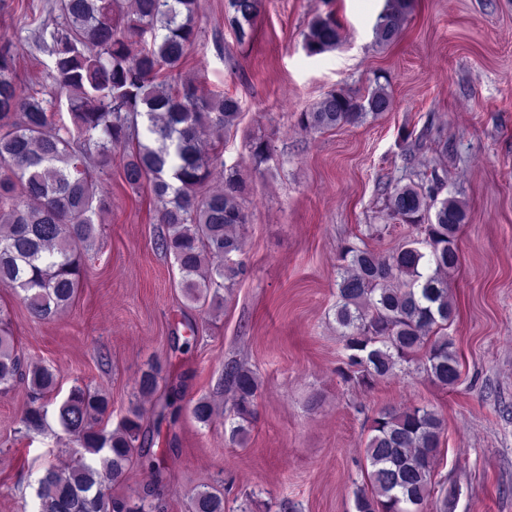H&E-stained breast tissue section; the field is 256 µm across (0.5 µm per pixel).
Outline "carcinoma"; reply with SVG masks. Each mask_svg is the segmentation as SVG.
Wrapping results in <instances>:
<instances>
[{
	"mask_svg": "<svg viewBox=\"0 0 512 512\" xmlns=\"http://www.w3.org/2000/svg\"><path fill=\"white\" fill-rule=\"evenodd\" d=\"M264 0H227L225 20L241 44L252 37ZM197 0H134L124 16L115 0H60L62 21L51 33L52 65L44 70L48 97L31 93L19 80L12 40L0 37V286L13 290L31 316L52 319L80 288L81 258L94 242L95 220L110 208L101 176L112 167V150L128 149L124 180L147 183L157 222L165 231L157 245L173 255L186 297L198 302L211 289L233 285L247 273L234 260L241 252L237 234L248 216L237 171L224 175V188L198 193L217 160L202 139L206 123L228 129L240 114L239 101L215 99L181 80L180 70L197 37ZM410 0H387L374 26L375 38L390 43L399 35ZM151 43L133 52V46ZM339 31L331 16L316 18L305 35L308 54L336 48ZM67 102L77 137L52 134L55 103ZM391 107V95L377 85L364 96L328 93L300 114L313 130L378 117ZM255 166L268 161L266 141L249 145ZM433 183L394 186L386 204L393 218L424 228L429 251L417 241L380 255L348 245L341 253L336 322L347 351L339 375L370 389L405 364L453 387L460 362L444 333L453 315L444 273L458 265L457 234L468 223L467 206L454 198L438 200ZM161 366L142 373L137 390H156ZM232 409L244 432L254 415L259 389L253 371L225 369ZM24 383L31 399L21 418L26 432H40L55 378L45 366L24 368L14 338L0 330V384ZM109 400L81 387L58 408V421L84 450L67 474L46 470L39 481L38 512H154L145 500L112 497L110 485L126 478L140 438V410H129L118 429L95 430L91 422L107 413ZM445 432L443 418L426 405L384 408L372 420L365 443L364 482L354 490L356 512H420L432 491L434 460ZM100 458L101 466L85 454ZM193 512H224V497L208 489L196 493Z\"/></svg>",
	"mask_w": 512,
	"mask_h": 512,
	"instance_id": "carcinoma-1",
	"label": "carcinoma"
}]
</instances>
